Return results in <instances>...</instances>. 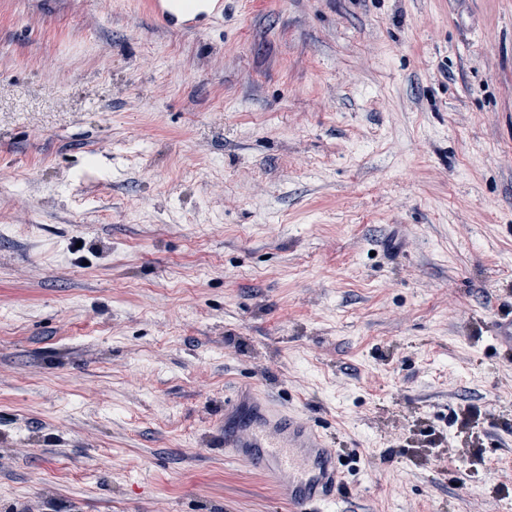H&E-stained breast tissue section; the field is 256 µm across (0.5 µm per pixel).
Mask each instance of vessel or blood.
I'll list each match as a JSON object with an SVG mask.
<instances>
[{
	"label": "vessel or blood",
	"mask_w": 512,
	"mask_h": 512,
	"mask_svg": "<svg viewBox=\"0 0 512 512\" xmlns=\"http://www.w3.org/2000/svg\"><path fill=\"white\" fill-rule=\"evenodd\" d=\"M146 6L155 21L180 32L224 18V0H146ZM246 398L252 403V415L225 432L226 458L259 472L293 512H328L345 482L340 454L330 448L316 424L282 412L258 394L244 396L241 388L225 396V415L236 414Z\"/></svg>",
	"instance_id": "b4317fda"
}]
</instances>
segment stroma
<instances>
[{
    "instance_id": "35a3bbf8",
    "label": "stroma",
    "mask_w": 512,
    "mask_h": 512,
    "mask_svg": "<svg viewBox=\"0 0 512 512\" xmlns=\"http://www.w3.org/2000/svg\"><path fill=\"white\" fill-rule=\"evenodd\" d=\"M501 317L512 0H0V512H289L241 382L338 512H512ZM148 14L167 28L191 32L201 22L213 24L224 19V0H147ZM249 394L250 419L224 429L225 457L259 472L293 511H332L346 475L336 448L313 422L282 412L252 388Z\"/></svg>"
}]
</instances>
